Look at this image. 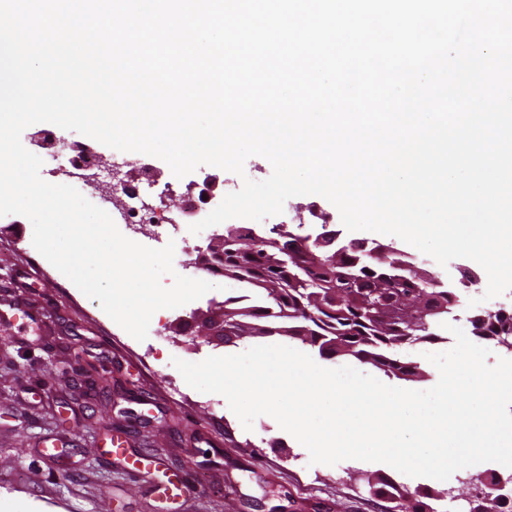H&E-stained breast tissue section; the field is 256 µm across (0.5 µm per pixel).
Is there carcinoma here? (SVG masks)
<instances>
[{"label":"carcinoma","mask_w":512,"mask_h":512,"mask_svg":"<svg viewBox=\"0 0 512 512\" xmlns=\"http://www.w3.org/2000/svg\"><path fill=\"white\" fill-rule=\"evenodd\" d=\"M295 233L287 231L274 242L262 246L251 256L224 245V257L213 260L223 268L224 277L248 283L264 291L267 302L262 305L238 306L224 301V343L239 339L237 322L266 323L274 328L305 326L299 337L320 354L334 357L337 345L345 343L348 357L370 363L386 375L405 381H416L422 371L416 364L399 357V350L435 339L439 320L452 312L455 300L446 288H428V312L411 328L404 322H393L392 332L382 336L370 316L368 304L377 299L375 286L382 275L390 273V263L382 258L364 260L356 246H346L343 267L330 274L322 267L288 261V246ZM512 335V317L504 321L498 315L488 316L487 335Z\"/></svg>","instance_id":"obj_1"}]
</instances>
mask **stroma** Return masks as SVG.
<instances>
[{
    "label": "stroma",
    "mask_w": 512,
    "mask_h": 512,
    "mask_svg": "<svg viewBox=\"0 0 512 512\" xmlns=\"http://www.w3.org/2000/svg\"><path fill=\"white\" fill-rule=\"evenodd\" d=\"M43 133L81 143L99 161L90 179L70 176L62 167L51 183L75 187L112 214L125 211L129 203L112 189L115 165L142 196L172 184L165 200L171 215L180 214L205 181L217 179L211 199L217 205L244 179L261 181L272 173L268 160L253 156L241 176L203 165L178 178L159 158L117 151L50 123L27 127L21 136L24 147L48 158L54 150L39 144ZM325 222L338 231L339 244L368 240L391 245L404 261L437 275L448 289L464 281L466 273H484L466 258L440 266L393 235L345 230L337 208L318 195L289 198L282 214L261 222L241 218L237 224L269 238L281 225L315 235ZM30 231L23 216L0 217V304L21 299L43 317L39 324L9 314L0 317V512H400V503L370 493L367 478L374 474L387 476L411 495L440 492L437 512H469L482 501L478 475H512V469L494 462L459 469L445 481L410 477L380 462L314 464L306 448L270 416H259L252 430H245L229 406L213 407L208 394L190 387L174 362L238 354L256 346V339L217 346L176 335L171 326L228 298L253 304L260 298L255 289L218 278L217 289L201 298L156 311L158 334L140 342L39 254ZM439 335L436 342L404 352L424 373L414 389L427 390L438 381L427 356L455 343L449 331ZM54 438L63 442L65 455L59 465L50 466L41 449ZM113 438L133 456L162 457L164 470L129 480L124 465L105 451ZM172 481L192 484L196 491L169 498L164 490Z\"/></svg>",
    "instance_id": "1"
}]
</instances>
